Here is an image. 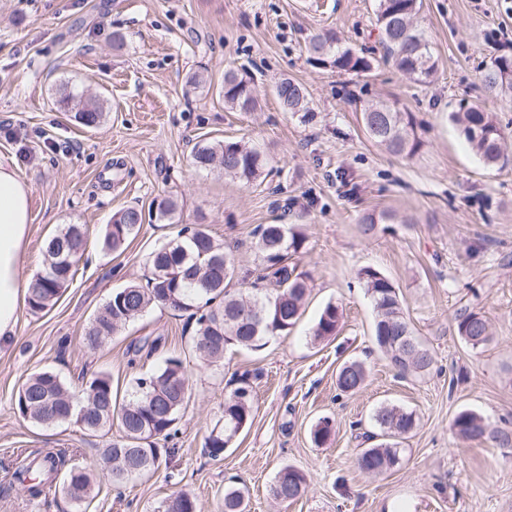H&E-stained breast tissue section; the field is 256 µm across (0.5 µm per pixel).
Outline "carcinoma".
<instances>
[{"mask_svg":"<svg viewBox=\"0 0 512 512\" xmlns=\"http://www.w3.org/2000/svg\"><path fill=\"white\" fill-rule=\"evenodd\" d=\"M421 0H377L376 24L381 33L385 58L408 78L429 82L437 73L435 60L425 31L419 25ZM313 60L329 65L339 73L367 74L372 59L362 52L341 44L337 34L326 30L314 35L308 44ZM481 83L491 94H512V53L491 59L481 75ZM275 94L287 112H309L305 88L283 78L275 85ZM76 102L75 118L89 129L102 123L104 112L99 100H75L71 93L61 95V103ZM224 105L237 112H254L259 106L254 78L245 72L230 69L224 73ZM362 120L370 137L390 154L410 158L422 142L414 133L410 113L394 104L379 102L362 112ZM472 150L482 163L493 168L504 159L503 133L495 115L481 106L468 104L452 115ZM192 163L198 169L224 172V176L244 184L261 179L267 159L263 151L240 141H202L192 151ZM177 212V202L163 198L156 202L155 220L165 223ZM143 213L127 207L106 225L104 250L115 253L125 249L135 236ZM393 219L389 213H366L360 231L371 235L376 225ZM257 267L251 288L244 293L231 292L229 282L238 274L231 253L218 243L201 225L183 227L176 238L164 243L148 257L150 275L147 285L129 284L114 290L93 315L83 335L90 350L103 347L131 321L141 317L154 304L187 313L195 319L196 335L193 350L202 363L214 366L233 349L258 350L270 336L289 333L302 315L308 284L305 275L296 272L290 263L307 240L298 224H260L254 231ZM83 226L67 224L47 243L43 270L36 274L27 288V305L33 313L51 308L73 281L75 262L85 250ZM358 278L373 302L376 319L373 339L377 348L402 377L426 373L434 360L415 336L400 302L398 288L380 271L372 267L359 270ZM342 311L328 303L312 327L313 341L322 342L337 334ZM458 335L474 348L490 343V323L480 311L465 307L456 311ZM368 370L364 362L348 360L336 373L337 389L353 394L365 384ZM189 374L183 360L170 357L158 370L134 378L129 397L117 402L112 377L101 371L86 378L82 397L76 398L69 386L55 373L42 371L26 378L15 395L18 414L37 424L52 426L66 422L77 424L93 435H106L117 423L121 439L109 442L103 449L112 483L119 485L158 468L160 460L174 452L159 443L175 438L180 411L188 399ZM253 386L247 374L224 399V425L215 428L205 439L204 447L217 457L252 421ZM375 430L366 439L379 443L360 450L356 457L358 469L371 476L382 475L401 460L400 446L417 426L416 413L398 406L379 408L374 416ZM333 430L332 419L323 417L312 427L314 444L324 443ZM455 435L466 441H486L497 448H512V426L492 424L481 415L463 410L452 421ZM66 456L43 448L30 451L20 459L15 478L32 499H39L46 489L61 485L64 495L81 504L92 496L96 478L87 468L64 472ZM307 487V475L292 467L281 468L270 488L279 502L293 501ZM179 512H197L195 499L187 492H177L164 503V512L171 506ZM224 512H245L244 493L229 487L224 490Z\"/></svg>","mask_w":512,"mask_h":512,"instance_id":"carcinoma-1","label":"carcinoma"}]
</instances>
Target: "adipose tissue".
Returning a JSON list of instances; mask_svg holds the SVG:
<instances>
[{"label": "adipose tissue", "instance_id": "adipose-tissue-1", "mask_svg": "<svg viewBox=\"0 0 512 512\" xmlns=\"http://www.w3.org/2000/svg\"><path fill=\"white\" fill-rule=\"evenodd\" d=\"M30 221L27 185L0 162V350L14 339L20 296L27 287L21 267Z\"/></svg>", "mask_w": 512, "mask_h": 512}]
</instances>
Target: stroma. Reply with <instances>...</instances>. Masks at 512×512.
Wrapping results in <instances>:
<instances>
[{"instance_id": "1", "label": "stroma", "mask_w": 512, "mask_h": 512, "mask_svg": "<svg viewBox=\"0 0 512 512\" xmlns=\"http://www.w3.org/2000/svg\"><path fill=\"white\" fill-rule=\"evenodd\" d=\"M420 24L438 62L421 84L383 61L375 0H0V158L31 192V224L22 273L43 269L47 241L83 225L87 249L58 302L34 314L20 304L16 336L0 351V512H158L174 491L189 490L198 512H224V490L246 488L248 512H512V450L464 441L451 424L463 409L512 422V158L488 168L450 118L460 103L483 106L500 123L512 155V97L488 94L478 75L512 51V0H423ZM334 30L373 58L365 75L315 64L311 35ZM121 36L115 47L113 36ZM249 72L259 91L254 112L224 107V72ZM204 74L205 89L188 82ZM288 77L308 92L311 120L280 106L273 88ZM102 95L106 119L81 127L58 104L62 92ZM385 101L412 113L423 145L398 158L367 135L361 110ZM236 139L263 150L272 176L252 184L190 161L200 141ZM177 200L173 223L148 221L120 253L101 247L119 210ZM390 212L374 234L359 231L364 213ZM302 225L306 247L292 261L309 275L305 310L288 336L259 351L228 352L203 366L192 351L187 314L155 305L98 351L81 336L112 291L144 283L149 253L185 225H207L238 243L242 270L254 269L260 224ZM372 267L399 289L404 312L434 365L399 377L373 339L375 310L357 279ZM343 310L337 335L313 342L327 303ZM489 319L493 339L471 348L456 311ZM145 337L150 356L132 358ZM181 357L191 396L180 412L174 453L144 476L113 486L99 475L88 507L63 496L31 500L12 480L26 448H64L71 465L93 466L109 436L76 424L43 426L19 416L14 397L32 373L52 370L72 391L82 374L105 371L125 395L133 378ZM364 361L369 377L352 395L336 372ZM255 375L254 418L220 456L204 441L242 374ZM414 411L418 426L400 464L381 476L361 473L355 458L382 405ZM334 432L310 438L319 418ZM309 483L295 501L270 494L283 466Z\"/></svg>"}]
</instances>
